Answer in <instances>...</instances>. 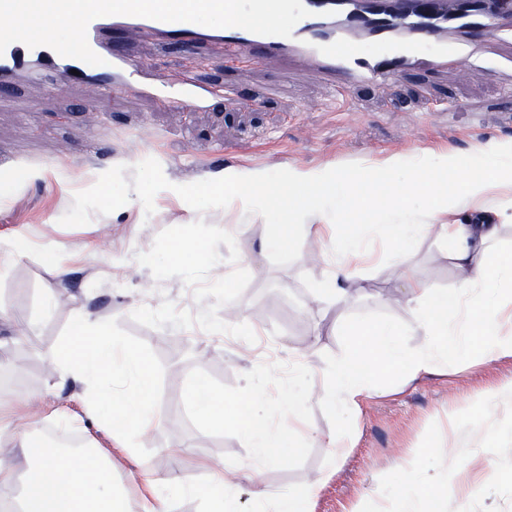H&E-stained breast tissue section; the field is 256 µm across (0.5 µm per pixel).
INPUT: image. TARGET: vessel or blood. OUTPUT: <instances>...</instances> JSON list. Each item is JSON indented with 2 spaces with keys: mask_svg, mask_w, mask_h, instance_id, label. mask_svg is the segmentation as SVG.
<instances>
[{
  "mask_svg": "<svg viewBox=\"0 0 512 512\" xmlns=\"http://www.w3.org/2000/svg\"><path fill=\"white\" fill-rule=\"evenodd\" d=\"M308 17L291 37L238 27L212 28L115 15L92 20L87 41L102 62L89 65L53 49L15 42L0 54V98L23 79L95 86L101 94L137 95L206 109L224 87L157 72L126 50L129 36L158 38L192 53L207 45L225 63L275 60L310 67L328 85H383L409 69L445 72L458 60L491 63L512 51V0H303Z\"/></svg>",
  "mask_w": 512,
  "mask_h": 512,
  "instance_id": "b4317fda",
  "label": "vessel or blood"
}]
</instances>
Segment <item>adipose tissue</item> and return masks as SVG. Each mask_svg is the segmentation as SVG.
<instances>
[{"label":"adipose tissue","mask_w":512,"mask_h":512,"mask_svg":"<svg viewBox=\"0 0 512 512\" xmlns=\"http://www.w3.org/2000/svg\"><path fill=\"white\" fill-rule=\"evenodd\" d=\"M236 199L258 213L274 212L288 221L314 220L316 233L336 229L328 277L314 289L316 300L335 304L365 295L356 284L362 264L381 238L392 249L395 303L407 318L358 321L350 346L324 371L319 397L326 405L358 413L363 399L386 367L410 375L429 373L449 358L477 353L493 363L512 357V254L501 251L512 227V144H490L460 154L417 148L343 175L329 169H292L271 178L250 171L226 176ZM434 240L455 273L451 288H435L419 277L409 248ZM416 331L417 347L406 348L403 329ZM55 376L81 386L80 413L63 405L37 406L29 394L0 400V512H131L117 460L131 456L136 437L162 424L154 407L151 364L142 352L113 336L107 323L79 312L70 335L44 351ZM306 374L296 365L291 382L278 390L288 422H273L264 400L253 391L232 404L203 380L191 386L192 410L207 425L232 422L253 455L249 480L253 512H315L318 497L333 476L324 471L297 493L270 491L260 478L264 467L287 462L298 434L294 384ZM65 420L92 425L107 443L85 434L80 447L44 448L45 427ZM143 512H172L161 488L181 491L177 475L143 470L133 477ZM198 495L202 512H241L237 493L223 472H211ZM445 493L432 476L406 474L387 512H445Z\"/></svg>","instance_id":"adipose-tissue-1"}]
</instances>
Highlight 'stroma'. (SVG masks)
<instances>
[{
  "mask_svg": "<svg viewBox=\"0 0 512 512\" xmlns=\"http://www.w3.org/2000/svg\"><path fill=\"white\" fill-rule=\"evenodd\" d=\"M131 49L162 72H190L217 85L242 86L208 110L161 106L130 96L112 99L69 83L47 90L20 88L0 105V235L25 230L29 249L0 279V303L37 327L12 347L9 388L39 398L54 395L70 411L74 384L57 385L40 354L67 337L72 310L112 324L113 335L149 357L162 426L135 439L124 471L177 473L188 485H206L202 462L223 469L251 508L245 464L251 455L234 426L217 430L195 416L190 384L202 378L236 400L257 374L274 421L288 415L277 404V380L293 360L308 370L297 391L303 434L286 465L265 468L268 489H299L327 468L335 473L315 512H348L352 503L384 502L407 467L437 476L448 512H512V402L491 397L512 379V358L492 364L467 355L416 378L394 375L360 413L341 421L314 393L327 365L349 345L358 320L389 318L405 324L401 309L371 298L334 307L314 302L313 287L327 274L312 254L333 247L332 233L293 237L283 250H261L272 214L225 208V176L250 170L274 177L291 168L349 172L413 148L466 153L478 144L512 143V98L488 69L461 62L448 74L407 72L384 86L352 88L344 104H327V89L310 69L285 71L271 62L229 70L220 56L199 63L181 50L132 37ZM467 109L454 112L450 103ZM97 105L95 120L86 109ZM184 224L203 225V242L223 280L168 260L169 244ZM238 233L226 234L229 225ZM60 242L70 271L59 277L40 255L44 236ZM411 259L435 287L455 277L432 241ZM237 324L216 336L224 303ZM343 429L351 448L332 463L328 438ZM471 444L466 470L446 467L441 446L449 429Z\"/></svg>",
  "mask_w": 512,
  "mask_h": 512,
  "instance_id": "obj_1",
  "label": "stroma"
}]
</instances>
